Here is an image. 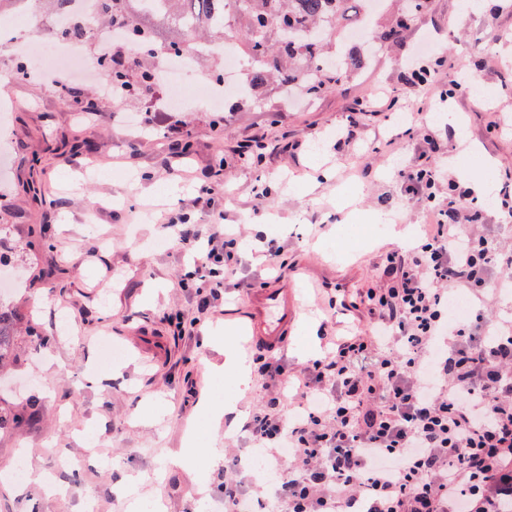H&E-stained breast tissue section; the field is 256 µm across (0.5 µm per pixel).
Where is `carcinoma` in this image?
Here are the masks:
<instances>
[{"mask_svg": "<svg viewBox=\"0 0 512 512\" xmlns=\"http://www.w3.org/2000/svg\"><path fill=\"white\" fill-rule=\"evenodd\" d=\"M62 22V33L80 39L81 28H71L67 19L71 0H44ZM367 0H97L104 19L121 31L140 37L154 57V31L142 19L152 17L178 33L164 42L176 55L191 46L190 36L206 33L224 38V29L234 26L241 35L238 53L246 58V85L251 93L278 77L288 85L297 79L313 93L340 82L359 66L354 54L336 62L329 46L341 30L362 24ZM22 320L20 309L0 298V366L15 356V333Z\"/></svg>", "mask_w": 512, "mask_h": 512, "instance_id": "cac0c4a2", "label": "carcinoma"}]
</instances>
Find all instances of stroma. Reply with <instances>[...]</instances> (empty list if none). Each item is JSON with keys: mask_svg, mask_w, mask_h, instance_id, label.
Segmentation results:
<instances>
[{"mask_svg": "<svg viewBox=\"0 0 512 512\" xmlns=\"http://www.w3.org/2000/svg\"><path fill=\"white\" fill-rule=\"evenodd\" d=\"M403 9V0H384L368 26L378 32L403 20L399 37L379 51L359 43L360 66L322 94L273 83L262 104L244 100L230 114L197 98L186 112L163 111L147 95L114 104L84 85L92 112L83 116L51 83L24 78L0 88L11 107V137L0 154V253L23 279L14 303L40 331L18 336L17 358L0 372V400H40L34 419L0 433V512H85L89 505L131 512L134 498L157 512H224L223 467L202 457L190 467L168 462L197 425L217 447L241 458L252 453L243 427L213 429L200 409L224 360L206 333L225 324L249 338L247 296L273 275L304 291L282 353L290 369L308 363L296 352L308 328L321 349L342 326L367 328L365 317L335 307L336 291L353 295L384 282L380 261L393 243L357 252L346 243L315 244L350 224L341 204L348 196L418 236L424 213L401 176L419 143L404 133L403 115L414 107L402 60L424 43L447 58L443 82L470 75L482 94L435 102L416 127L433 137V161L447 165L460 188L495 199L502 175L512 172V0H474L466 17L460 0H429L408 19ZM384 91L398 98V111H373ZM362 102L369 111H359ZM131 112L139 117L134 128L125 123ZM497 115L501 128L493 132ZM348 127L349 143L341 138ZM185 139L193 148L182 156L172 146ZM89 158L104 171L99 179L83 174ZM179 217L202 236L220 218L237 227V273L205 310L198 293L181 285L197 252L178 237ZM267 223L275 231L256 233ZM270 242L281 248L272 271L254 261ZM312 272L324 288H307ZM62 315L69 330L60 328ZM143 335L158 337L160 352L133 349ZM62 456L76 461L80 483L57 469ZM19 458L53 477L61 493L12 479ZM106 458L107 471L100 467Z\"/></svg>", "mask_w": 512, "mask_h": 512, "instance_id": "obj_1", "label": "stroma"}]
</instances>
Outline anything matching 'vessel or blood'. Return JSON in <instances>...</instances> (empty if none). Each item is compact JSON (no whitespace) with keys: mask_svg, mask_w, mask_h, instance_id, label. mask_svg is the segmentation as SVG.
<instances>
[{"mask_svg":"<svg viewBox=\"0 0 512 512\" xmlns=\"http://www.w3.org/2000/svg\"><path fill=\"white\" fill-rule=\"evenodd\" d=\"M302 302L294 286L278 280L256 289L247 309L253 343L270 351L282 350L299 319Z\"/></svg>","mask_w":512,"mask_h":512,"instance_id":"1","label":"vessel or blood"}]
</instances>
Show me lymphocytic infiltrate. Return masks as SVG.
I'll list each match as a JSON object with an SVG mask.
<instances>
[{"instance_id": "1", "label": "lymphocytic infiltrate", "mask_w": 512, "mask_h": 512, "mask_svg": "<svg viewBox=\"0 0 512 512\" xmlns=\"http://www.w3.org/2000/svg\"><path fill=\"white\" fill-rule=\"evenodd\" d=\"M443 63L436 49L405 61L418 110L450 97L433 75ZM402 174L431 224L415 248L387 253L383 287L361 293L369 331L297 373L252 359L267 395L246 428L275 512H512V308L491 320L448 313L449 294L483 299L511 278L512 249L454 223L482 204L469 191L438 202L440 166ZM206 242L192 276L213 293L236 272L237 239L219 223ZM290 388L302 401L287 412Z\"/></svg>"}]
</instances>
